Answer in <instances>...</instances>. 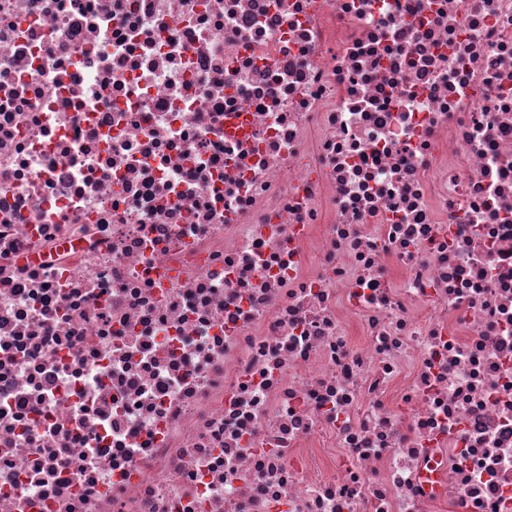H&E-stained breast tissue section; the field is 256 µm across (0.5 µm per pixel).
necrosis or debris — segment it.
<instances>
[{"label":"necrosis or debris","mask_w":512,"mask_h":512,"mask_svg":"<svg viewBox=\"0 0 512 512\" xmlns=\"http://www.w3.org/2000/svg\"><path fill=\"white\" fill-rule=\"evenodd\" d=\"M0 512H512V0H0Z\"/></svg>","instance_id":"necrosis-or-debris-1"}]
</instances>
